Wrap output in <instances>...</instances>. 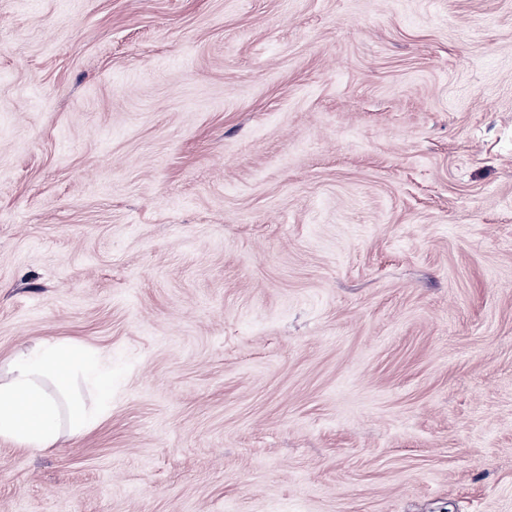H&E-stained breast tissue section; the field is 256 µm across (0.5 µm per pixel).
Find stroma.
Returning <instances> with one entry per match:
<instances>
[{"mask_svg": "<svg viewBox=\"0 0 512 512\" xmlns=\"http://www.w3.org/2000/svg\"><path fill=\"white\" fill-rule=\"evenodd\" d=\"M0 512H512V0H0ZM78 375L94 383L101 403L112 400V380L101 377L98 361L81 349L45 339L18 352L0 379V438L33 449L54 448L66 432L78 436L93 428L100 414L75 391Z\"/></svg>", "mask_w": 512, "mask_h": 512, "instance_id": "35a3bbf8", "label": "stroma"}]
</instances>
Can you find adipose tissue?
Wrapping results in <instances>:
<instances>
[{"instance_id":"ef3b65f1","label":"adipose tissue","mask_w":512,"mask_h":512,"mask_svg":"<svg viewBox=\"0 0 512 512\" xmlns=\"http://www.w3.org/2000/svg\"><path fill=\"white\" fill-rule=\"evenodd\" d=\"M94 383L100 402L112 399V382L81 349L55 339L18 352L0 379V438L33 449L55 447L64 435L93 428L100 414L75 390L76 377Z\"/></svg>"}]
</instances>
